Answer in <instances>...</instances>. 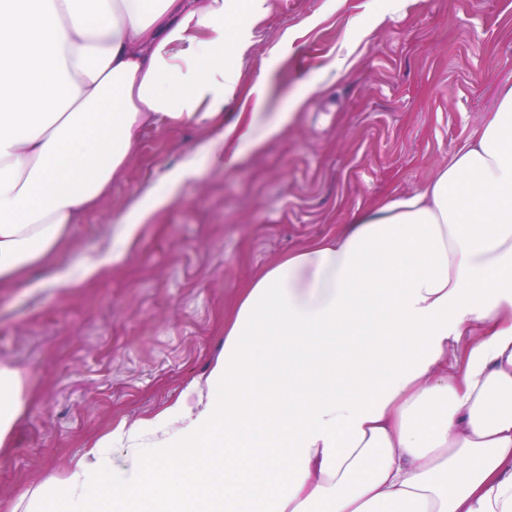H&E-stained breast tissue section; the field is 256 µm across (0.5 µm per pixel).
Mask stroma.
Segmentation results:
<instances>
[{"label":"stroma","instance_id":"1","mask_svg":"<svg viewBox=\"0 0 512 512\" xmlns=\"http://www.w3.org/2000/svg\"><path fill=\"white\" fill-rule=\"evenodd\" d=\"M239 65L225 124L232 163L200 161L176 205L157 211L124 265L77 289L52 287L111 239L134 193L214 129L146 130L111 192L53 263L0 288V365L27 406L0 450V512L64 473L109 428L154 419L205 373L224 321L266 265L336 232L353 214L417 190L512 86V0H270ZM266 71L267 110L250 93ZM294 120L261 149L244 134L291 101ZM44 281L35 291L31 281Z\"/></svg>","mask_w":512,"mask_h":512}]
</instances>
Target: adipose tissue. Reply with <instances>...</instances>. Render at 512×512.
<instances>
[{
    "label": "adipose tissue",
    "instance_id": "adipose-tissue-1",
    "mask_svg": "<svg viewBox=\"0 0 512 512\" xmlns=\"http://www.w3.org/2000/svg\"><path fill=\"white\" fill-rule=\"evenodd\" d=\"M0 0V287L49 262L142 132L224 127L269 0ZM166 192L142 188L76 288L121 264ZM465 342L448 369V349ZM25 408L0 366V449ZM199 471L188 481V470ZM512 512V86L412 194L265 266L224 346L155 420L119 424L24 512Z\"/></svg>",
    "mask_w": 512,
    "mask_h": 512
}]
</instances>
